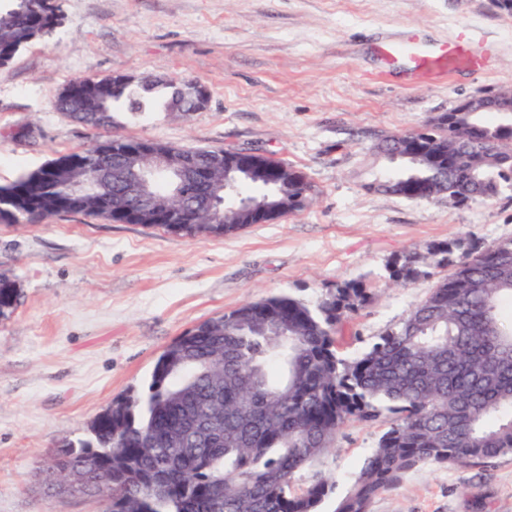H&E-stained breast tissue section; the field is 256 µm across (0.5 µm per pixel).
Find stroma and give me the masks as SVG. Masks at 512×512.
Instances as JSON below:
<instances>
[{"instance_id":"1","label":"stroma","mask_w":512,"mask_h":512,"mask_svg":"<svg viewBox=\"0 0 512 512\" xmlns=\"http://www.w3.org/2000/svg\"><path fill=\"white\" fill-rule=\"evenodd\" d=\"M61 10L56 32L0 71V185L97 139L53 107L73 79L183 76L207 88L205 109L183 119L119 105L113 133L259 151L302 170L311 202L206 240L81 214L0 224V274L20 294L0 319V512H105L101 497L47 488L55 451L87 438L113 399L147 387L160 353L198 324L281 293L313 305L357 281L369 301L336 343L352 358L435 286L429 245L512 236L510 190L459 204L374 188L402 170L373 155L380 136L512 89V13L495 0H61ZM412 37L430 49L476 45L485 65L387 66L380 47ZM407 259L423 274L401 287L389 270ZM380 431L340 429L317 466L337 491ZM371 512H512V454L418 467Z\"/></svg>"}]
</instances>
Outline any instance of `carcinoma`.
I'll list each match as a JSON object with an SVG mask.
<instances>
[{
	"label": "carcinoma",
	"mask_w": 512,
	"mask_h": 512,
	"mask_svg": "<svg viewBox=\"0 0 512 512\" xmlns=\"http://www.w3.org/2000/svg\"><path fill=\"white\" fill-rule=\"evenodd\" d=\"M0 0V70L21 49L61 24L58 0ZM183 79L143 81L115 89L108 78L82 77L54 100V109L97 130L112 128V107L133 112L168 97L167 107L187 116L191 101ZM419 138L426 158L408 163L398 179L417 193H446L457 202L491 199L512 188V123L492 113L442 112ZM136 139L108 135L80 151L60 154L0 186L5 224H31L60 214L100 217L110 224L135 221L123 207L131 192L125 158L112 143ZM409 134L387 137L377 154L405 151ZM193 165L179 176L157 175L150 213L179 206V226L161 228L190 237H223L250 225L248 215L216 203L196 178L212 149H187ZM95 158L104 178L97 193L75 196L80 162ZM261 162L287 172L282 187L288 213L310 202L306 175L269 155ZM430 266L444 269L428 296L360 356L342 358L335 335L367 301L358 282L336 286L310 307L276 295L195 326L158 357L148 391H130L91 422L89 439L67 442L58 458L76 476L99 472L112 493V512H323L335 482L317 476L298 492L300 472L332 450L351 420L382 423L385 430L357 476L336 498L332 512H370L374 500L422 465L476 467L512 454V237L489 245L461 241L429 248ZM423 271L408 260L390 277L404 284ZM19 291L0 275V318L16 308ZM181 364L184 377L170 375Z\"/></svg>",
	"instance_id": "cac0c4a2"
}]
</instances>
